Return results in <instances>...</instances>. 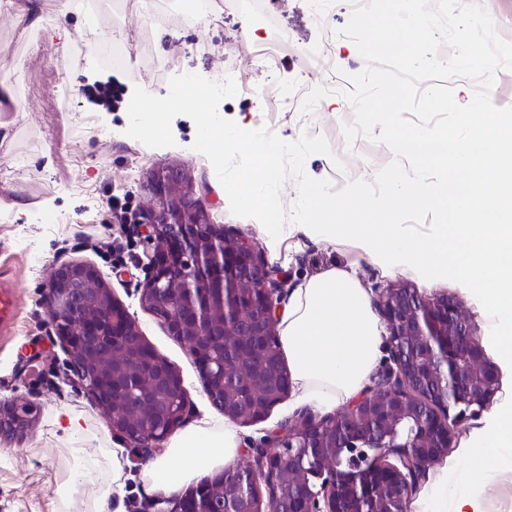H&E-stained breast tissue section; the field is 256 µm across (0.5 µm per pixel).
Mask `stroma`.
<instances>
[{
    "mask_svg": "<svg viewBox=\"0 0 512 512\" xmlns=\"http://www.w3.org/2000/svg\"><path fill=\"white\" fill-rule=\"evenodd\" d=\"M40 2L42 22L28 30L15 24L13 9L0 6V17L6 19L0 24V76L18 78L13 100L0 102V122L10 127L9 137L0 139V279L12 281L18 296L15 326L0 335V398L25 396L36 410V422L25 439L0 443V512H94V487L71 499L61 491L79 466L92 470L99 482H111L112 450L118 446L125 457L123 510L145 512L147 504L140 495L146 450L113 434L86 390L67 377L66 355L44 304L47 275L55 265L94 264L146 341L181 373L188 419L213 410L193 358L140 302L148 276L144 226L154 216L146 185L155 173L174 170L183 175L212 223L255 245L279 269L284 289L299 287L329 268L352 273L370 293L402 281L426 297L447 293L459 298L478 336H485L486 321L474 296L455 281L430 285L411 271H385L353 241L331 244L292 232L279 247H271L253 219L230 213L212 164L192 148L196 126L190 117L173 118L172 147L150 148L125 133L134 87L162 97L173 76L193 72L209 78L219 73L235 78L239 87L235 97L220 105L225 118L254 129L268 126L288 141L305 133L323 137L330 154L309 156L304 168L333 189L354 180L374 181L393 160L392 151L362 136L346 141L343 127L353 122L355 113L344 96L327 92L332 75L314 68L310 57L318 52L336 69L347 71L360 61L355 43L333 36L350 19L347 0H335L326 29L312 21L308 0H255L252 23L288 38L278 48L265 38L244 35L238 14L230 9L218 28L176 13L161 23L142 24L139 11L151 0H138L128 23L107 18L100 23L101 41H123L135 60L134 65L109 70L88 49L83 16L70 20L69 50L58 49L47 37L56 23V0ZM106 82L120 96L109 111L85 95L86 89ZM284 83L295 86L300 96L286 110L276 104V89ZM114 199L126 203V223L112 221L109 206ZM63 409L80 416L89 431L83 456H74L71 441L55 429V415ZM295 413L285 401L264 422L239 428V461L250 459ZM502 457L498 471L472 486L489 512H512V450H503Z\"/></svg>",
    "mask_w": 512,
    "mask_h": 512,
    "instance_id": "1",
    "label": "stroma"
}]
</instances>
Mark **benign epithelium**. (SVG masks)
Masks as SVG:
<instances>
[{
    "label": "benign epithelium",
    "mask_w": 512,
    "mask_h": 512,
    "mask_svg": "<svg viewBox=\"0 0 512 512\" xmlns=\"http://www.w3.org/2000/svg\"><path fill=\"white\" fill-rule=\"evenodd\" d=\"M156 202L146 225L148 280L141 303L182 343L206 395L242 426L267 418L291 389L273 351L279 316L277 270L244 238L209 221L174 173L154 176ZM388 365L377 387L342 410L307 412L281 425L253 465L235 472L252 484L219 506L220 475L172 498L170 512H405L429 468L448 453L460 422L478 416L500 388L496 365L463 303L426 297L407 284L379 292ZM45 305L73 374L112 432L138 448H158L185 418L180 373L146 342L99 269L86 262L53 267ZM272 376L245 375V400H224L228 367L243 348ZM31 405L0 399V439L21 441L34 426Z\"/></svg>",
    "instance_id": "benign-epithelium-1"
}]
</instances>
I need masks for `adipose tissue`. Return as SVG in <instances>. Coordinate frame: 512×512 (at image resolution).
<instances>
[{
	"instance_id": "obj_1",
	"label": "adipose tissue",
	"mask_w": 512,
	"mask_h": 512,
	"mask_svg": "<svg viewBox=\"0 0 512 512\" xmlns=\"http://www.w3.org/2000/svg\"><path fill=\"white\" fill-rule=\"evenodd\" d=\"M279 342L301 401L324 411L356 399L373 373L385 343L370 298L351 274L326 270L294 289L280 313ZM241 439L231 424L210 417L189 422L143 465L141 493L179 495L186 486L226 468ZM512 447V399L489 414L470 458L469 479L480 477L501 449ZM415 512H487L474 494L448 496L440 474L415 503Z\"/></svg>"
}]
</instances>
